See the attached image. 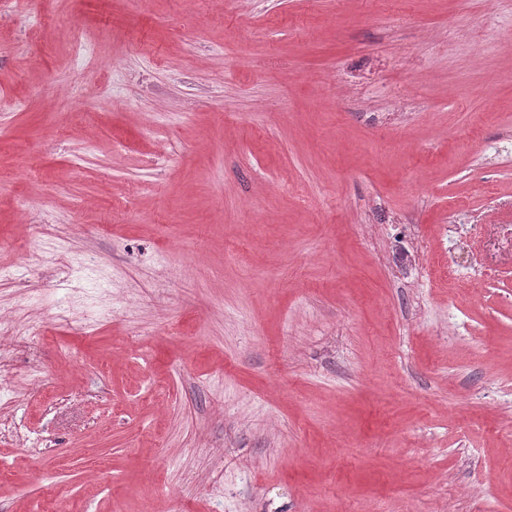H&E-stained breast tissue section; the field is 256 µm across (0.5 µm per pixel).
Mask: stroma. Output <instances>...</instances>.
Segmentation results:
<instances>
[{
    "label": "stroma",
    "instance_id": "1",
    "mask_svg": "<svg viewBox=\"0 0 512 512\" xmlns=\"http://www.w3.org/2000/svg\"><path fill=\"white\" fill-rule=\"evenodd\" d=\"M0 14V512H512V0Z\"/></svg>",
    "mask_w": 512,
    "mask_h": 512
}]
</instances>
